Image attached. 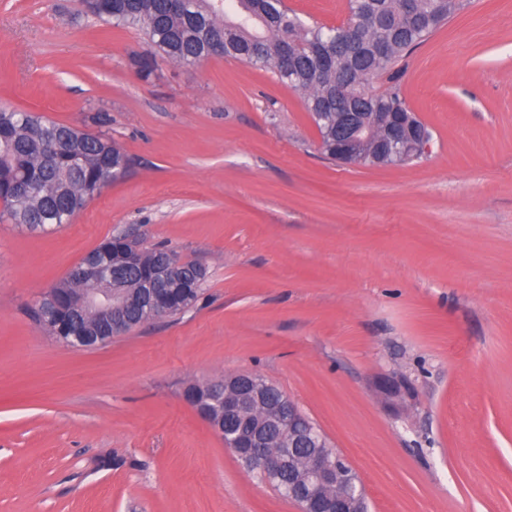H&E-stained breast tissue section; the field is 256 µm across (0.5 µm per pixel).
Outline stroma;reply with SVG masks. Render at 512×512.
Wrapping results in <instances>:
<instances>
[{"instance_id":"stroma-1","label":"stroma","mask_w":512,"mask_h":512,"mask_svg":"<svg viewBox=\"0 0 512 512\" xmlns=\"http://www.w3.org/2000/svg\"><path fill=\"white\" fill-rule=\"evenodd\" d=\"M146 48L79 0H0V103L134 159L71 224L0 222V512H299L182 398L243 372L320 428L370 512H512V0H472L405 59L432 142L403 165L325 157L273 70L160 56L144 79ZM125 231L205 266L199 301L63 346L36 302Z\"/></svg>"}]
</instances>
